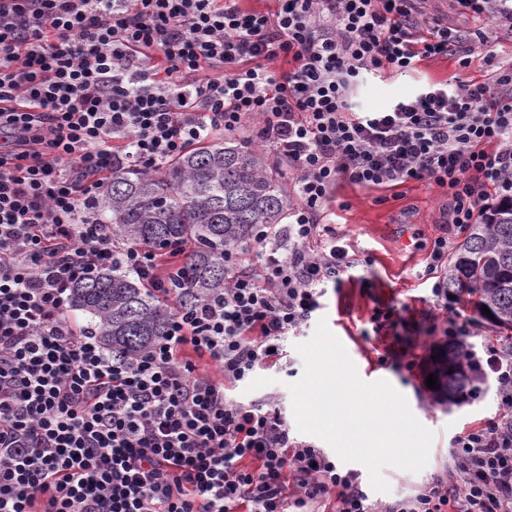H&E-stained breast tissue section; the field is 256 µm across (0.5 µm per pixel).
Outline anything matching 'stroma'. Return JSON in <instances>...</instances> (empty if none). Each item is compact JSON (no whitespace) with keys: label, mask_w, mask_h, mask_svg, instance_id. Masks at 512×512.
<instances>
[{"label":"stroma","mask_w":512,"mask_h":512,"mask_svg":"<svg viewBox=\"0 0 512 512\" xmlns=\"http://www.w3.org/2000/svg\"><path fill=\"white\" fill-rule=\"evenodd\" d=\"M439 16L448 27L463 32H484L492 42L497 59L512 61V31L498 27L485 15L462 12L456 0H423L417 18L426 21ZM492 73L480 44H473L467 65L458 56L432 57L420 62L417 71L407 75L385 74L360 84L352 97L362 109L385 107L419 92L428 84H466L481 81ZM333 209L336 228L349 252L360 263L343 280L340 288L328 290L319 311L330 331L343 344L357 369L377 364L380 379L388 381L434 438L425 467L416 473L395 466L382 471L388 491L372 492V499L391 503L411 493L437 470L449 463V444L459 432L493 417L497 410L496 376L488 374L482 390L462 406H451L434 398L418 369H409V360L430 359L445 344L441 334H427L434 313L430 283L420 277L431 242L450 230V202L447 189L429 181H410L396 187L341 183L335 190ZM476 295L461 292L449 300L450 311L472 323L474 346L499 342L501 331L485 322L477 312ZM398 310L399 324L390 330L374 331V309ZM315 332L307 325L301 335L290 338L281 366L256 369L251 377L232 391L243 403H275L287 422H294L291 383L303 375L304 362L298 344Z\"/></svg>","instance_id":"obj_1"}]
</instances>
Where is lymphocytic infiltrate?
<instances>
[{
    "mask_svg": "<svg viewBox=\"0 0 512 512\" xmlns=\"http://www.w3.org/2000/svg\"><path fill=\"white\" fill-rule=\"evenodd\" d=\"M276 3L0 0V512H512L511 349L473 357L498 414L387 505L276 406L227 396L357 267L327 220L339 181L431 180L459 234L512 199V67L357 112L353 87L464 35L421 31L414 0ZM244 130L295 176L288 221L225 247L224 288L181 305L188 245L116 244L94 202L115 165L156 172ZM105 267L171 303L130 359L70 315L73 283Z\"/></svg>",
    "mask_w": 512,
    "mask_h": 512,
    "instance_id": "obj_1",
    "label": "lymphocytic infiltrate"
}]
</instances>
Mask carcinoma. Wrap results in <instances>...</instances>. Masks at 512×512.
<instances>
[{"mask_svg": "<svg viewBox=\"0 0 512 512\" xmlns=\"http://www.w3.org/2000/svg\"><path fill=\"white\" fill-rule=\"evenodd\" d=\"M292 196L288 184L268 171L263 156L235 139L210 141L186 152L158 173L118 165L98 202L112 239L166 250L190 245L188 305L224 287V246L249 241L258 224H282ZM448 289H471L498 311V327L512 332V200L471 224L448 261ZM73 307L86 315L102 346L114 357L132 358L165 335L170 307L123 271L103 269L72 286ZM444 355L465 372L450 377L451 404L460 406L485 381L469 346L450 341Z\"/></svg>", "mask_w": 512, "mask_h": 512, "instance_id": "carcinoma-1", "label": "carcinoma"}]
</instances>
